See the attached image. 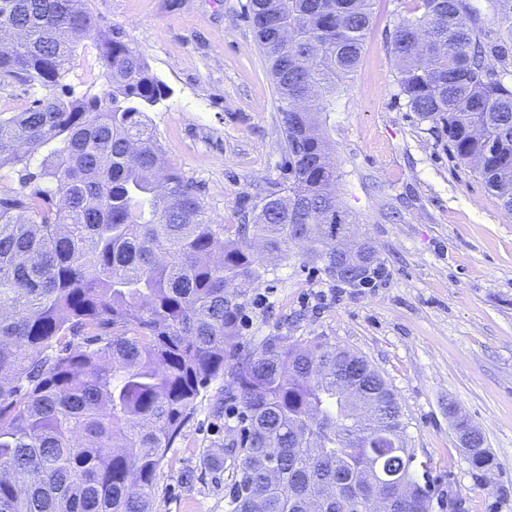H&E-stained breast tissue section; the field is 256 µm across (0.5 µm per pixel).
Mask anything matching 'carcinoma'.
I'll return each instance as SVG.
<instances>
[{
  "label": "carcinoma",
  "mask_w": 512,
  "mask_h": 512,
  "mask_svg": "<svg viewBox=\"0 0 512 512\" xmlns=\"http://www.w3.org/2000/svg\"><path fill=\"white\" fill-rule=\"evenodd\" d=\"M505 25L477 27L469 0H421L393 31L396 81L411 111L441 127L512 214V0ZM279 111L287 185L270 192L236 238L208 217L171 167L147 112L167 95L89 0H0V91L26 108L0 112V512H156V473L208 383L231 370L242 408L227 512H359L392 491L367 479L380 457L411 484L393 512H428L406 424L377 370L340 346L269 336L226 363L242 303L232 281L258 283L288 257L295 224L313 225L311 256L328 262L322 224L336 210V166L322 114L356 68L371 0H247ZM91 41L98 96L65 83ZM501 63L496 69L488 57ZM473 469L494 465L481 430Z\"/></svg>",
  "instance_id": "carcinoma-1"
}]
</instances>
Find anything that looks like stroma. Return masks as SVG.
Here are the masks:
<instances>
[{
    "label": "stroma",
    "mask_w": 512,
    "mask_h": 512,
    "mask_svg": "<svg viewBox=\"0 0 512 512\" xmlns=\"http://www.w3.org/2000/svg\"><path fill=\"white\" fill-rule=\"evenodd\" d=\"M246 2H89L168 86L150 123L169 164L229 237L286 177L282 114ZM415 4L372 0L358 65L324 116L337 204L376 246L382 277L352 288L290 247L246 287L236 344L244 354L286 336L361 356L394 391L408 447L430 464V512H512V215L399 91L388 41ZM66 80L81 93L105 90L89 50L73 56ZM234 393L224 375L197 397L158 469V512H225L233 483L225 448L242 428ZM452 405L483 432L492 482L464 455Z\"/></svg>",
    "instance_id": "35a3bbf8"
}]
</instances>
